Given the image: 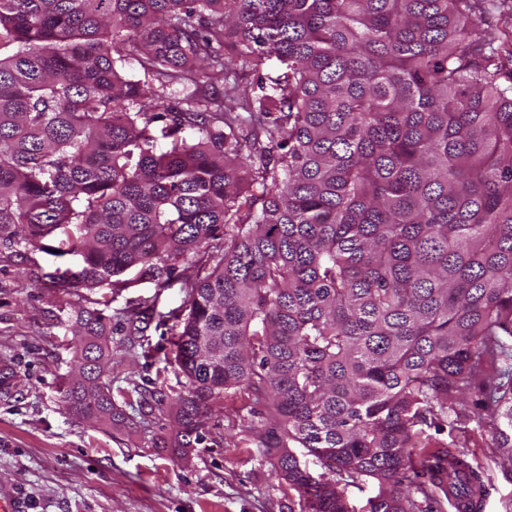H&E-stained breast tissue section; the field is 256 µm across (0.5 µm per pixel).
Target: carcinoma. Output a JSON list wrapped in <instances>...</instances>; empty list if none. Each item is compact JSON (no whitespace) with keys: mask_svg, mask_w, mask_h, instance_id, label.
I'll list each match as a JSON object with an SVG mask.
<instances>
[{"mask_svg":"<svg viewBox=\"0 0 512 512\" xmlns=\"http://www.w3.org/2000/svg\"><path fill=\"white\" fill-rule=\"evenodd\" d=\"M480 3L512 21V0H0V244L75 257L47 274L65 291L191 261L167 315L182 446L229 391L265 394L240 419L300 512H356L370 479L362 512H484L473 421L512 464V44ZM109 323L77 311L63 396L97 422ZM431 427L450 441L413 453Z\"/></svg>","mask_w":512,"mask_h":512,"instance_id":"1","label":"carcinoma"}]
</instances>
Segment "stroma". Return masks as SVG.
I'll return each instance as SVG.
<instances>
[{"label":"stroma","instance_id":"1","mask_svg":"<svg viewBox=\"0 0 512 512\" xmlns=\"http://www.w3.org/2000/svg\"><path fill=\"white\" fill-rule=\"evenodd\" d=\"M72 259L0 246V362L13 370L0 389V486L25 499L27 512H300L297 494L279 480L271 456L251 451L239 420L242 406L268 412L269 399L240 391L204 422L202 443L179 445L177 410L139 411L126 393L175 397L182 385L166 366L172 324L162 313L183 305L194 269L178 264L169 288L144 282L105 307L115 316L129 303L155 298L143 332L118 329L107 338L105 373L124 417L92 423L69 414L62 388L78 367L72 324L79 308L101 299L99 289L67 293L50 288L43 273ZM473 461L492 487L484 512H512V465L495 452L486 430L473 428Z\"/></svg>","mask_w":512,"mask_h":512}]
</instances>
